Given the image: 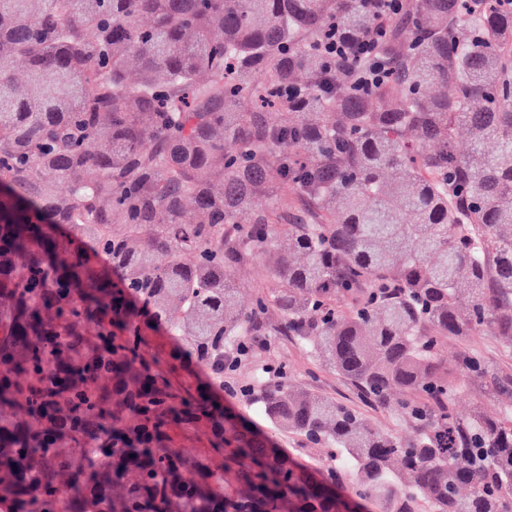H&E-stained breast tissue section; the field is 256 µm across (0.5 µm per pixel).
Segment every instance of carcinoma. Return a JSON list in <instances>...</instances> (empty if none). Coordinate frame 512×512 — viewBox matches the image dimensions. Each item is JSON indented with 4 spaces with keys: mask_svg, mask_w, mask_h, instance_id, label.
<instances>
[{
    "mask_svg": "<svg viewBox=\"0 0 512 512\" xmlns=\"http://www.w3.org/2000/svg\"><path fill=\"white\" fill-rule=\"evenodd\" d=\"M503 2L0 0V512H512V406H485L512 375L441 357L486 331L512 351ZM330 31L373 36L389 76ZM255 259L275 287L246 312ZM271 308L412 436L255 374L262 417L330 449L318 478L224 412L211 387ZM185 357L210 386L167 378ZM263 266L258 261L248 262L243 265L236 266L232 270V278L235 288L238 289L239 297L245 307H249L258 291H267L271 288H257L264 285L272 286L271 279L265 276ZM263 276L266 280L264 281Z\"/></svg>",
    "mask_w": 512,
    "mask_h": 512,
    "instance_id": "1",
    "label": "carcinoma"
}]
</instances>
